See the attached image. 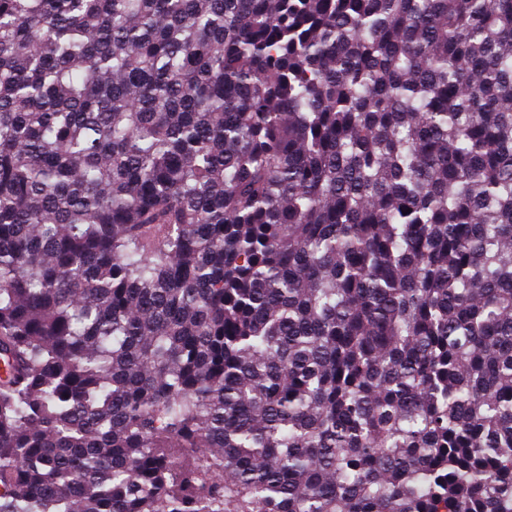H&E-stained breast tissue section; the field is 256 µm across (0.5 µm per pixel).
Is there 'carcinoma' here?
<instances>
[{
    "instance_id": "obj_1",
    "label": "carcinoma",
    "mask_w": 512,
    "mask_h": 512,
    "mask_svg": "<svg viewBox=\"0 0 512 512\" xmlns=\"http://www.w3.org/2000/svg\"><path fill=\"white\" fill-rule=\"evenodd\" d=\"M0 512H512V0H0Z\"/></svg>"
}]
</instances>
